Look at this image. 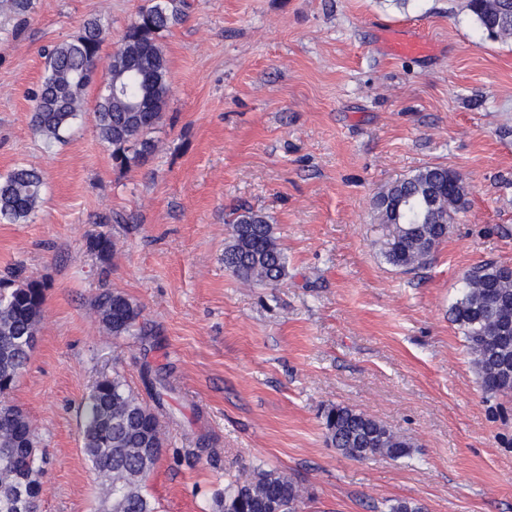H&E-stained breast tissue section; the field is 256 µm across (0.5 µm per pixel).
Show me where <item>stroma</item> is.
I'll list each match as a JSON object with an SVG mask.
<instances>
[{"mask_svg":"<svg viewBox=\"0 0 512 512\" xmlns=\"http://www.w3.org/2000/svg\"><path fill=\"white\" fill-rule=\"evenodd\" d=\"M146 0H36L0 17V175L36 167L24 224L0 223V277L46 288L37 345L10 400L47 463L42 512H107L82 451L81 405L144 367L172 387L167 445L147 482L156 512H213L256 466L306 490L299 512H512V396L483 392L450 320L462 277L512 267V40L476 28L467 0H188L161 38L171 92L144 165L117 168L94 127L96 86L65 142L31 124L42 50L90 18L108 63ZM426 34L400 57L393 36ZM428 165L459 173L464 209L426 268L405 272L373 206ZM269 215L288 256L278 286L224 268L238 207ZM111 236L102 259L91 235ZM125 293L141 335L104 334L96 294ZM349 406L413 445L355 461L326 441L321 409Z\"/></svg>","mask_w":512,"mask_h":512,"instance_id":"obj_1","label":"stroma"}]
</instances>
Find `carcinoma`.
<instances>
[{
    "instance_id": "carcinoma-1",
    "label": "carcinoma",
    "mask_w": 512,
    "mask_h": 512,
    "mask_svg": "<svg viewBox=\"0 0 512 512\" xmlns=\"http://www.w3.org/2000/svg\"><path fill=\"white\" fill-rule=\"evenodd\" d=\"M35 0H0V13L29 19ZM481 33L512 38V0H468ZM185 14L176 0H147L121 38L101 79L114 90L101 91L93 111L100 140L115 166L143 164L155 149L153 130L163 121L170 95L168 59L161 34ZM105 25L99 18L83 22L70 40L44 50L45 69L33 95L31 123L49 148L64 141L84 112V91L94 81ZM40 171L20 165L0 177V221L24 224L40 202ZM468 194L462 177L442 165L419 168L398 179L375 201L380 220L393 226L386 251L395 267H426L448 234L453 214ZM100 258L115 249L112 238L88 239ZM224 267L243 282L273 286L288 276V257L269 217L251 208L231 222V241ZM45 301V288L35 280H0V512H37L38 505L20 499L41 484L43 452L27 416L9 400L34 349ZM93 309L115 339L132 334L141 308L125 294L103 290ZM473 355L485 393L512 395V273L495 262L472 266L463 276L459 297L450 309ZM327 440L342 456L360 461L377 454L392 459L409 455V444L369 415L342 405L323 410ZM83 453L99 474L103 499L112 512H155L146 482L163 451L165 438L159 414L115 373L96 381L82 409ZM276 496L286 512H298L300 485L283 471L261 466L230 481L215 500V512H261L254 497Z\"/></svg>"
}]
</instances>
